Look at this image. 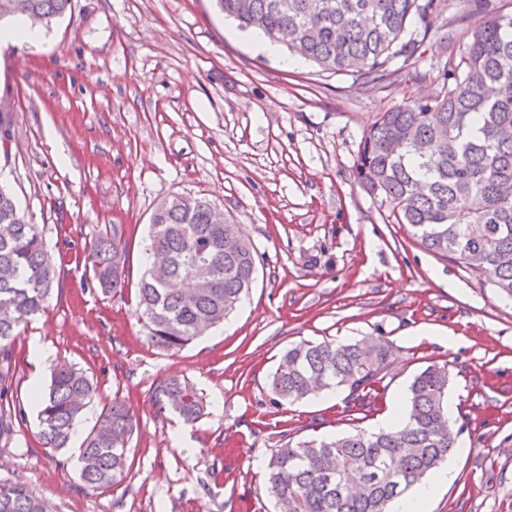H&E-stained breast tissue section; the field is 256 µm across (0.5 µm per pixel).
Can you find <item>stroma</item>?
I'll list each match as a JSON object with an SVG mask.
<instances>
[{
    "label": "stroma",
    "mask_w": 512,
    "mask_h": 512,
    "mask_svg": "<svg viewBox=\"0 0 512 512\" xmlns=\"http://www.w3.org/2000/svg\"><path fill=\"white\" fill-rule=\"evenodd\" d=\"M512 0H442L420 51L377 79L309 61L286 69L212 0H71L34 46L0 45V186L39 224L56 279L25 325L0 391L23 416L0 436V481L24 482L59 512H276L265 463L285 439L375 430L401 412L428 365L447 364L461 449L430 512H512V299L488 273L439 258L367 194L354 165L380 113L442 92L472 28ZM207 197L259 253L248 296L224 325L173 353L135 313L156 205ZM126 228L123 293L102 291L88 251ZM453 337L433 335V328ZM385 337L392 357L373 411L346 391L272 402L269 378L300 340ZM46 356L34 358V347ZM67 362L99 388L68 448L38 435L32 395ZM178 373L203 395L196 423L157 413V380ZM135 414L124 477L85 491L78 448L112 397Z\"/></svg>",
    "instance_id": "obj_1"
}]
</instances>
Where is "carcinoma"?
I'll return each instance as SVG.
<instances>
[{
	"instance_id": "1",
	"label": "carcinoma",
	"mask_w": 512,
	"mask_h": 512,
	"mask_svg": "<svg viewBox=\"0 0 512 512\" xmlns=\"http://www.w3.org/2000/svg\"><path fill=\"white\" fill-rule=\"evenodd\" d=\"M70 0H0V25L62 15ZM247 29L333 72L376 74L388 60L414 54L402 42L408 24L427 29L440 0H215ZM444 94L383 113L364 133L356 178L381 195L399 224L426 250L475 272L512 297V12L497 13L470 32L459 61L444 73ZM213 205L175 195L154 211L137 314L152 346L177 352L232 313L254 280L259 255L235 224H216ZM129 249L125 228L98 237L88 253L94 278L112 292L125 286ZM55 271L38 225L0 188V359L9 360L20 327L40 313ZM392 351L382 336L353 342L300 341L283 353L269 379L272 400L294 404L323 392H348V411L373 410ZM448 364L414 376L395 429L285 440L268 460L267 492L288 512H388L390 503L448 460ZM96 395L87 374L53 369L39 404V437L46 449L67 447ZM160 412L187 423L204 414L203 398L186 378L155 386ZM134 416L114 397L79 452L84 489L122 480ZM0 512H56L27 484L0 483Z\"/></svg>"
}]
</instances>
